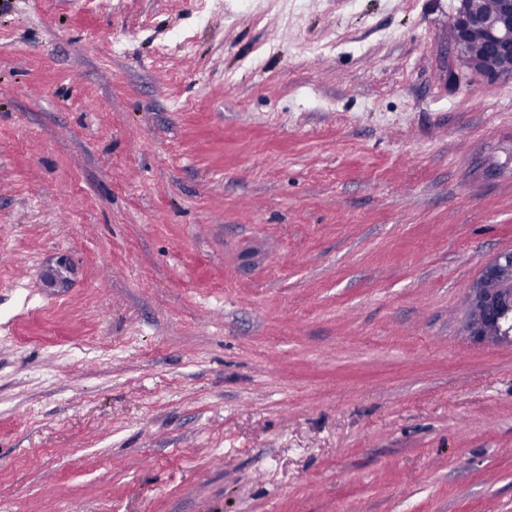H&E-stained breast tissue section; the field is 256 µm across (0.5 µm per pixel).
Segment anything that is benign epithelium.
I'll use <instances>...</instances> for the list:
<instances>
[{
    "label": "benign epithelium",
    "instance_id": "1",
    "mask_svg": "<svg viewBox=\"0 0 512 512\" xmlns=\"http://www.w3.org/2000/svg\"><path fill=\"white\" fill-rule=\"evenodd\" d=\"M458 0L452 44L457 57L474 74L495 81L512 78V0ZM72 268L60 256L41 275L42 287L58 291L67 287ZM474 335L491 342L512 341V251L499 254L482 271L471 288Z\"/></svg>",
    "mask_w": 512,
    "mask_h": 512
}]
</instances>
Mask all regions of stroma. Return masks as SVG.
<instances>
[{"label": "stroma", "instance_id": "1", "mask_svg": "<svg viewBox=\"0 0 512 512\" xmlns=\"http://www.w3.org/2000/svg\"><path fill=\"white\" fill-rule=\"evenodd\" d=\"M456 6L0 0V512H512ZM72 268L68 259L64 256L57 258L55 262L48 264L41 275L42 287L51 291L66 288L69 283V275Z\"/></svg>", "mask_w": 512, "mask_h": 512}]
</instances>
